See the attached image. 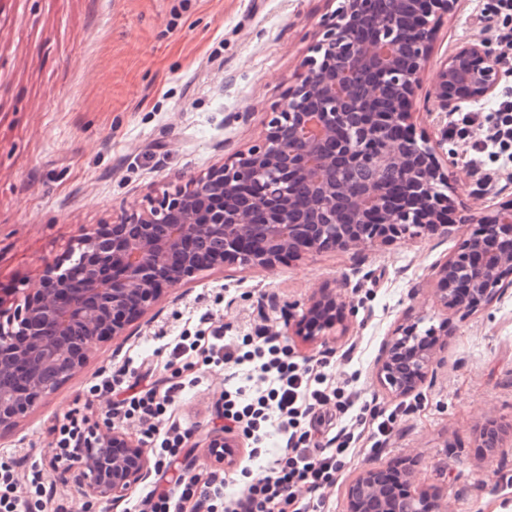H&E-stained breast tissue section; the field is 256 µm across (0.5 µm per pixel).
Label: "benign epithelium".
<instances>
[{
	"label": "benign epithelium",
	"mask_w": 512,
	"mask_h": 512,
	"mask_svg": "<svg viewBox=\"0 0 512 512\" xmlns=\"http://www.w3.org/2000/svg\"><path fill=\"white\" fill-rule=\"evenodd\" d=\"M457 0H340L316 33L304 72L268 112L263 138L247 152L166 192L150 209L82 235L68 262L46 266L23 304L0 314V430L29 414L82 368L92 345L126 335L133 320L205 268L267 267L285 256L368 250L378 243L448 228V114L491 99L505 45L457 47L436 71L426 113L436 133L413 135L412 106L435 27ZM394 169L399 182L388 184ZM512 199L492 207L452 258L435 266L433 289L445 310L470 312L512 288ZM354 305L334 288L310 299L306 339L344 336ZM444 342L419 322L381 345L375 369L396 397L415 392L442 364ZM487 422L489 452L512 424ZM208 447L231 470L240 444L226 432ZM73 481L89 502L116 503L151 472L143 445L112 427L77 439ZM386 473L367 468L348 483L346 512H448L439 498L412 491L416 464Z\"/></svg>",
	"instance_id": "7a95c632"
}]
</instances>
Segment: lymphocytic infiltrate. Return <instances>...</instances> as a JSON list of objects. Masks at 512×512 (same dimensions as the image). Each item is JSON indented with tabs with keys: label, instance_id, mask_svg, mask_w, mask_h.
<instances>
[{
	"label": "lymphocytic infiltrate",
	"instance_id": "1",
	"mask_svg": "<svg viewBox=\"0 0 512 512\" xmlns=\"http://www.w3.org/2000/svg\"><path fill=\"white\" fill-rule=\"evenodd\" d=\"M492 109L498 121L485 135L470 141L472 161L487 158L502 167L512 166V91L495 98ZM206 363L220 368L234 363L244 366L247 382L262 380L266 388L248 393L245 386L224 393V417L240 424L252 435L253 458H260L268 427H277L282 446L267 466L263 477L243 483L231 495L225 494V473L214 471L207 477L160 474L134 512H184L192 503L193 512H216V500H223V512H315L314 495L336 479L347 450L343 447H310L305 435L296 431L300 417L327 405L332 396L323 379L311 376L289 361L286 349L258 336L250 349L235 354L221 332H214ZM184 386L179 382L158 387L149 383L125 400L126 417L135 419L142 434L154 441L159 455L175 460L183 448L185 435L174 429L160 431L156 420L179 398ZM44 476L35 473L26 493H19L10 461L0 459V512H46Z\"/></svg>",
	"mask_w": 512,
	"mask_h": 512
}]
</instances>
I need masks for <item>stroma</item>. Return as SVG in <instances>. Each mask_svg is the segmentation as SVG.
I'll use <instances>...</instances> for the list:
<instances>
[{
    "mask_svg": "<svg viewBox=\"0 0 512 512\" xmlns=\"http://www.w3.org/2000/svg\"><path fill=\"white\" fill-rule=\"evenodd\" d=\"M495 0H459L438 28L418 103L427 100L440 61L475 38L512 35V16ZM338 0H0V298L34 284L46 262L64 258L84 232L149 208L163 191L205 176L260 139L266 114L301 73L314 34ZM448 170L458 217L447 235L399 240L360 254L312 253L272 268L205 269L166 295L158 313L133 321L126 340L93 346L86 365L24 421L0 432V454L15 458L26 486L44 469L48 512H128L149 488L122 503H86L69 479L72 462L47 461L70 421L82 430L112 424L137 434L118 397L100 394L126 363L148 356L153 378L185 385L162 417L188 438L181 473L215 470L207 445L224 424V387L233 365L206 366L202 354L170 363L168 340L189 331L208 341L222 331L239 345L265 326L293 361L329 387L356 395L353 408L330 403L329 427L306 420L312 444L332 448L340 430L355 452L325 489L318 512H345L357 471L417 464L414 488L444 497L448 512H512V444L488 461L479 432L488 420L512 422V288L466 314L445 313L433 296L432 267L463 246L488 202L512 199V169L485 183L467 168L466 137H449ZM334 288L356 314L336 342L297 336L309 297ZM278 297L271 306L270 297ZM447 325L445 365L435 382L406 397L388 395L373 362L383 340L407 317ZM394 431H374L379 414Z\"/></svg>",
    "mask_w": 512,
    "mask_h": 512,
    "instance_id": "stroma-1",
    "label": "stroma"
}]
</instances>
